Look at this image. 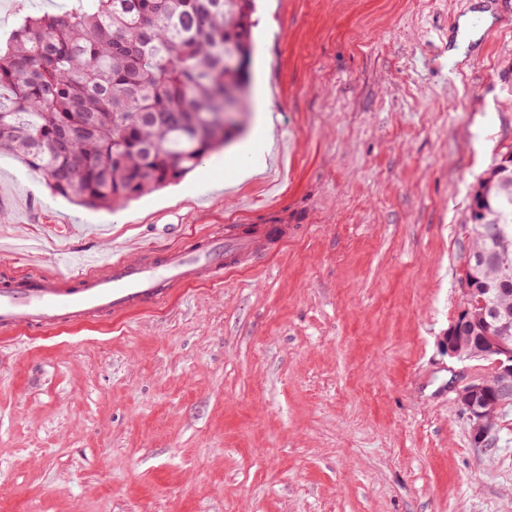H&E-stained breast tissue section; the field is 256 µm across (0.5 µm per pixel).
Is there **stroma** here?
<instances>
[{
  "instance_id": "obj_1",
  "label": "stroma",
  "mask_w": 512,
  "mask_h": 512,
  "mask_svg": "<svg viewBox=\"0 0 512 512\" xmlns=\"http://www.w3.org/2000/svg\"><path fill=\"white\" fill-rule=\"evenodd\" d=\"M512 0H258L251 112L117 210L0 156V277L73 252L289 224L218 286L45 339L0 338V512H512V409L476 447L439 340L473 185L512 149ZM272 150L233 185L263 118Z\"/></svg>"
}]
</instances>
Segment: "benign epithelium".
Here are the masks:
<instances>
[{"label": "benign epithelium", "instance_id": "7a95c632", "mask_svg": "<svg viewBox=\"0 0 512 512\" xmlns=\"http://www.w3.org/2000/svg\"><path fill=\"white\" fill-rule=\"evenodd\" d=\"M462 303L448 330L440 338L443 350L451 358L458 357L462 349H470L471 356L492 361L490 375L466 382L456 391L455 401L462 406L473 422V442L484 445L487 434L484 421L488 411L497 404L512 399V336L487 334L484 342L474 343L466 336V328L473 317L469 298L477 292L473 278L462 274L459 281Z\"/></svg>", "mask_w": 512, "mask_h": 512}]
</instances>
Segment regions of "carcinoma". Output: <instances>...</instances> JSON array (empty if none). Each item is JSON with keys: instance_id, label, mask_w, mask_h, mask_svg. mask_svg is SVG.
I'll use <instances>...</instances> for the list:
<instances>
[{"instance_id": "cac0c4a2", "label": "carcinoma", "mask_w": 512, "mask_h": 512, "mask_svg": "<svg viewBox=\"0 0 512 512\" xmlns=\"http://www.w3.org/2000/svg\"><path fill=\"white\" fill-rule=\"evenodd\" d=\"M254 0H66L25 16L0 48V153L42 172L51 192L112 209L171 184L227 145L247 111ZM487 217L512 227V180L492 166L474 185ZM470 272L475 310L512 332V292L492 253Z\"/></svg>"}]
</instances>
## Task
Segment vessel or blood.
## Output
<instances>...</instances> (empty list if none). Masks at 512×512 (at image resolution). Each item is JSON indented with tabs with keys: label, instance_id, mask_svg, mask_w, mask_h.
<instances>
[{
	"label": "vessel or blood",
	"instance_id": "1",
	"mask_svg": "<svg viewBox=\"0 0 512 512\" xmlns=\"http://www.w3.org/2000/svg\"><path fill=\"white\" fill-rule=\"evenodd\" d=\"M287 225L255 226L232 235L213 232L202 246L186 245L156 256L101 254L95 265L67 271L25 273L0 287V332L41 336L109 323L150 304L167 302L172 290L219 284L288 238Z\"/></svg>",
	"mask_w": 512,
	"mask_h": 512
}]
</instances>
